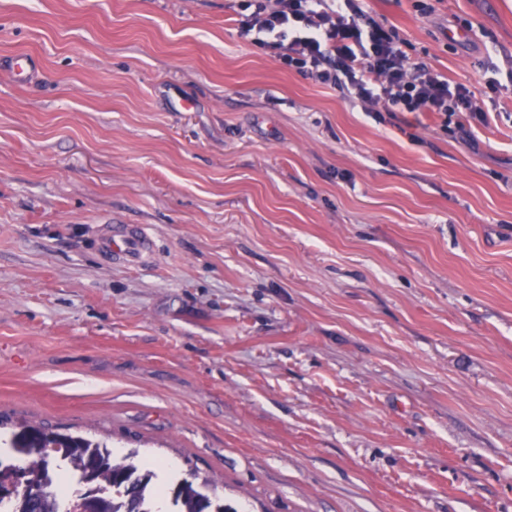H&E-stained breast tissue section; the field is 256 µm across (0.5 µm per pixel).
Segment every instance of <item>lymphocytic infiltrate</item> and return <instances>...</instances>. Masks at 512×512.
<instances>
[{
	"label": "lymphocytic infiltrate",
	"mask_w": 512,
	"mask_h": 512,
	"mask_svg": "<svg viewBox=\"0 0 512 512\" xmlns=\"http://www.w3.org/2000/svg\"><path fill=\"white\" fill-rule=\"evenodd\" d=\"M236 13L242 36L263 35L281 64L320 85L360 99L380 95L391 113L487 119L466 87H450L426 63H409L396 28L355 0H238Z\"/></svg>",
	"instance_id": "f902f5d3"
}]
</instances>
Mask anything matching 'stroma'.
<instances>
[{
  "label": "stroma",
  "instance_id": "35a3bbf8",
  "mask_svg": "<svg viewBox=\"0 0 512 512\" xmlns=\"http://www.w3.org/2000/svg\"><path fill=\"white\" fill-rule=\"evenodd\" d=\"M428 2L366 6L486 122L317 84L229 0H0V436L242 512H512V0ZM98 248L112 258L132 263L146 261L154 253L152 239L140 228L108 227L96 240Z\"/></svg>",
  "mask_w": 512,
  "mask_h": 512
}]
</instances>
